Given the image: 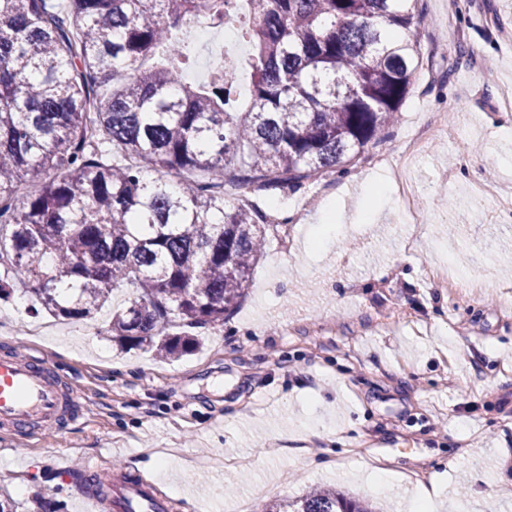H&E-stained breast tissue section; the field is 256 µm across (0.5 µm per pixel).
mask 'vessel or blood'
Segmentation results:
<instances>
[{
	"label": "vessel or blood",
	"mask_w": 512,
	"mask_h": 512,
	"mask_svg": "<svg viewBox=\"0 0 512 512\" xmlns=\"http://www.w3.org/2000/svg\"><path fill=\"white\" fill-rule=\"evenodd\" d=\"M74 400L38 357L0 356V431L13 434L69 414ZM84 512H173V504L152 485L123 476L108 480L104 491L85 488Z\"/></svg>",
	"instance_id": "1"
}]
</instances>
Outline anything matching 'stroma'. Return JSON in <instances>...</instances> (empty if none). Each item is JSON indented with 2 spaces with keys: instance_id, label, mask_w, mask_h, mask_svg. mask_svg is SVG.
<instances>
[{
  "instance_id": "obj_1",
  "label": "stroma",
  "mask_w": 512,
  "mask_h": 512,
  "mask_svg": "<svg viewBox=\"0 0 512 512\" xmlns=\"http://www.w3.org/2000/svg\"><path fill=\"white\" fill-rule=\"evenodd\" d=\"M422 60L399 118L347 171L328 170L256 205H278L292 229L268 239L246 296L202 346L176 360L114 347L112 310L91 319L34 315L30 296L8 304L0 355L42 352L73 392L74 417L0 446V496L17 512L52 489L76 512L74 473L87 465L155 483L159 493L224 512L336 484L385 512H411L439 483L435 512L464 497L470 512H512V252L481 251L512 192V0H418ZM426 148L409 178L425 224H405L398 197L372 205L367 184L404 162L408 132ZM489 186L472 200V184ZM339 210L343 241L309 238ZM337 443L305 441L304 426ZM168 449L165 472L156 469ZM391 472L376 490L375 469Z\"/></svg>"
}]
</instances>
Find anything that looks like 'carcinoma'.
<instances>
[{"instance_id":"obj_1","label":"carcinoma","mask_w":512,"mask_h":512,"mask_svg":"<svg viewBox=\"0 0 512 512\" xmlns=\"http://www.w3.org/2000/svg\"><path fill=\"white\" fill-rule=\"evenodd\" d=\"M417 0H0V302L63 318L112 291L121 348L180 357L224 325L270 225L263 194L356 160L397 119L421 54ZM236 24L249 103L184 82V21ZM407 36L391 41L385 26ZM260 512H376L333 486Z\"/></svg>"}]
</instances>
